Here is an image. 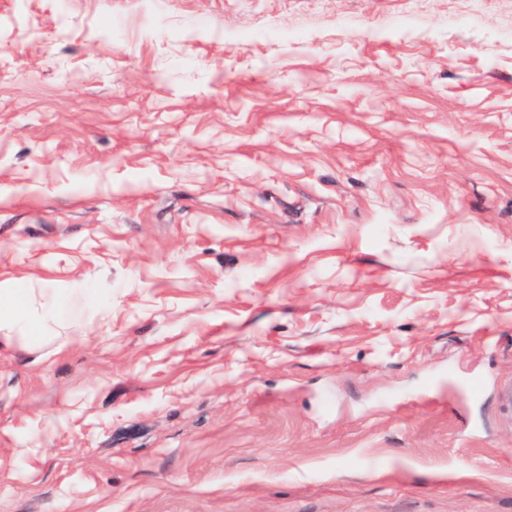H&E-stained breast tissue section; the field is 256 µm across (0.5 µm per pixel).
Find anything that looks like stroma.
Returning a JSON list of instances; mask_svg holds the SVG:
<instances>
[{
    "instance_id": "stroma-1",
    "label": "stroma",
    "mask_w": 512,
    "mask_h": 512,
    "mask_svg": "<svg viewBox=\"0 0 512 512\" xmlns=\"http://www.w3.org/2000/svg\"><path fill=\"white\" fill-rule=\"evenodd\" d=\"M0 512H512V0H0ZM0 288V306L9 309L0 312V344L35 337L47 340L50 329L59 325L60 310L67 299L82 298L89 305L96 303L90 288H29L24 280L18 279L7 284L0 282Z\"/></svg>"
}]
</instances>
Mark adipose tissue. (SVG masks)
Returning a JSON list of instances; mask_svg holds the SVG:
<instances>
[{
    "instance_id": "1",
    "label": "adipose tissue",
    "mask_w": 512,
    "mask_h": 512,
    "mask_svg": "<svg viewBox=\"0 0 512 512\" xmlns=\"http://www.w3.org/2000/svg\"><path fill=\"white\" fill-rule=\"evenodd\" d=\"M80 298L94 304L95 298L86 288H57L39 290L25 281L14 279L0 286V343H12L35 337L47 338L50 329L58 325L63 304Z\"/></svg>"
}]
</instances>
